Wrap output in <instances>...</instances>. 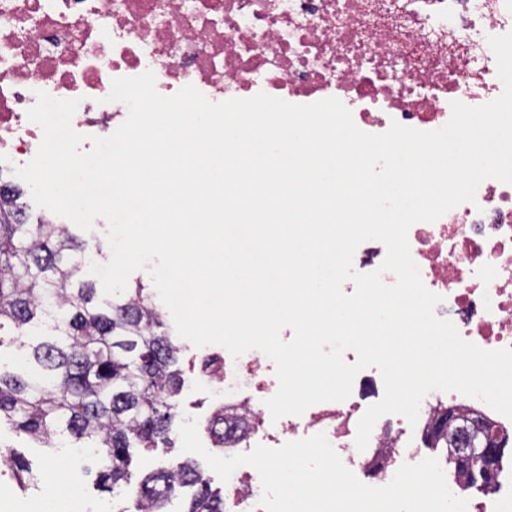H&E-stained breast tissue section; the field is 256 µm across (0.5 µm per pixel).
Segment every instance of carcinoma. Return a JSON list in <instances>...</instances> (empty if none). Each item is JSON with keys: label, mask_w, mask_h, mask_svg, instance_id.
<instances>
[{"label": "carcinoma", "mask_w": 512, "mask_h": 512, "mask_svg": "<svg viewBox=\"0 0 512 512\" xmlns=\"http://www.w3.org/2000/svg\"><path fill=\"white\" fill-rule=\"evenodd\" d=\"M85 269L83 243L68 225L28 223L0 188V349L22 353L18 366L0 364V422L42 448L90 442L93 455L111 461L101 490L132 501L121 512H168L186 486L196 488L187 512H224V495L189 462L156 468L131 485L129 468L142 451L172 447L180 349L143 284L102 304ZM444 419L446 409L434 415L428 447L456 446ZM7 453L17 485L36 484L17 449Z\"/></svg>", "instance_id": "obj_1"}]
</instances>
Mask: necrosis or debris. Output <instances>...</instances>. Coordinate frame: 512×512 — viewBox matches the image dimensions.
<instances>
[{
	"instance_id": "1",
	"label": "necrosis or debris",
	"mask_w": 512,
	"mask_h": 512,
	"mask_svg": "<svg viewBox=\"0 0 512 512\" xmlns=\"http://www.w3.org/2000/svg\"><path fill=\"white\" fill-rule=\"evenodd\" d=\"M510 32L512 0H0V162L35 156L43 131L27 112L37 92L78 100L71 125L87 151L91 137L110 136L127 117L125 104L108 99L113 79L148 70L165 96L192 85L213 102L260 92L294 104L335 97L368 133L394 121L435 130L452 101L479 106L501 95L488 39ZM408 240L424 285L443 298L436 315L483 349L512 348V184L485 180L474 202L414 224ZM190 370L214 408L252 422L225 455L322 433L374 486L421 460L381 423L356 449L358 421L376 393L372 369L345 401L276 421L264 402L278 382L258 351L235 360L208 345L192 353ZM442 402L480 412L512 441V419L455 391L428 394L420 422ZM448 487L467 499V512H512L500 482L474 492L457 478ZM261 495L257 471L239 467L224 485L225 512H264Z\"/></svg>"
}]
</instances>
